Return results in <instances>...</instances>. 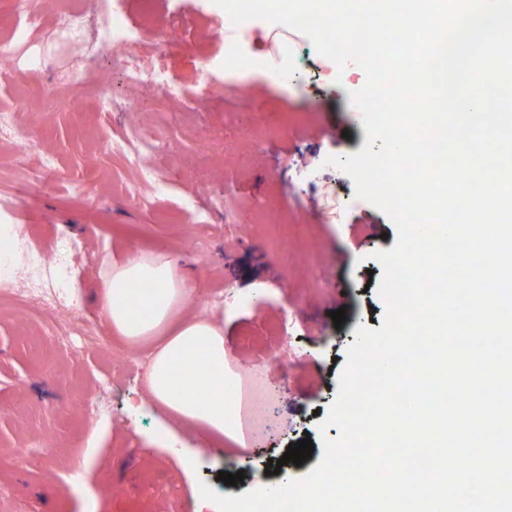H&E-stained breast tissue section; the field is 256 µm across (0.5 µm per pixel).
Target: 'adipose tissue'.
<instances>
[{"label":"adipose tissue","instance_id":"1","mask_svg":"<svg viewBox=\"0 0 512 512\" xmlns=\"http://www.w3.org/2000/svg\"><path fill=\"white\" fill-rule=\"evenodd\" d=\"M196 293L167 256L143 253L108 262L99 299L105 322L127 345L152 346L146 387L155 402L175 420L240 447L247 395L229 366L223 321L189 315Z\"/></svg>","mask_w":512,"mask_h":512}]
</instances>
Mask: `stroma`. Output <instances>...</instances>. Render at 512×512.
Here are the masks:
<instances>
[{
    "label": "stroma",
    "mask_w": 512,
    "mask_h": 512,
    "mask_svg": "<svg viewBox=\"0 0 512 512\" xmlns=\"http://www.w3.org/2000/svg\"><path fill=\"white\" fill-rule=\"evenodd\" d=\"M47 0H0V222L27 225L48 250L80 241L67 282L74 317L92 333L101 317L107 258L160 252L198 286L196 312L235 304L224 339L252 401L248 445L227 453L171 421L149 396L144 368L109 373L94 357L65 365L45 310L22 313L0 293V512H219L237 490L219 472L248 469L250 488L302 479L320 462L266 475L304 431H316L338 391L358 326L382 321L368 287L375 252L397 229L328 157L359 152L366 132L349 94L366 74L338 68L308 37L286 61L270 57L281 24L249 20L240 40L250 67L224 66V11L214 0H102L76 36ZM120 10L132 47L104 48L99 29ZM43 14L26 43L15 30ZM171 24L159 44L142 19ZM93 80H77V70ZM130 70L157 87L121 85ZM179 87L177 100L164 85ZM52 166L42 183L40 159ZM82 199H73L74 182ZM137 184L138 199L125 189ZM345 309L342 328L332 311ZM107 387H100L101 379ZM102 403L83 411L85 395Z\"/></svg>",
    "instance_id": "obj_1"
}]
</instances>
